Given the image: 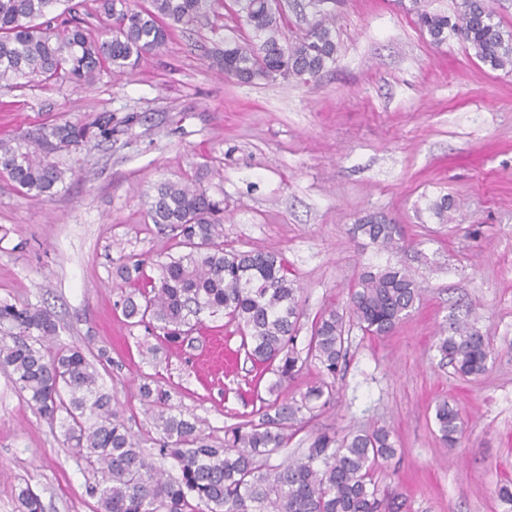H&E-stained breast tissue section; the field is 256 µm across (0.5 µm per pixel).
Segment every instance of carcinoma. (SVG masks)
Listing matches in <instances>:
<instances>
[{"label":"carcinoma","instance_id":"carcinoma-1","mask_svg":"<svg viewBox=\"0 0 512 512\" xmlns=\"http://www.w3.org/2000/svg\"><path fill=\"white\" fill-rule=\"evenodd\" d=\"M212 0H148L133 9L128 0H98V12L111 21L109 34L91 36L74 17L57 28L35 24L56 0H0V83L40 82L62 78L81 86L102 71L136 66L163 46L171 32L207 17ZM244 13L248 35L243 43L224 44L212 62L240 83L278 78L318 77L336 63L334 17L319 15L306 34L281 44L282 17L272 0H235ZM409 11L433 44L460 37L475 56L493 70L512 69V32L494 19L488 0H460L456 14L429 12L424 0H411ZM112 117L93 124L66 123L42 127L17 139L0 140V175L27 197L40 200L65 183L67 169L57 160L62 151L77 150L96 140H110ZM455 200L444 195L432 204L443 223ZM223 202L200 184L164 182L148 201V216L180 237L182 251L157 262V278L146 292L127 294L125 318L162 324L166 340L180 341L182 327L203 312L223 315L237 324L249 356L271 367L274 386L302 369L296 350L301 317L299 288L279 255L224 247ZM385 251L402 248L399 224L370 214L352 227ZM421 288L397 264L363 272L349 289V314L372 336H386L409 315ZM19 330L12 342L0 338V366L11 370L26 403L40 414L60 419L66 445L87 468L100 475L88 487L98 498L99 512H394L380 497L373 474L396 453L395 440L384 427L368 431L316 435L305 454L278 465L270 458L288 447V429L312 400L333 399L332 386L308 390L301 401L270 404L259 423L224 433V446L211 444L202 421L170 412V393L143 384L139 395L156 429L163 434L158 454L178 468L175 476L157 470L126 426L100 375L78 347L58 346L59 325L46 307L18 308L0 303V323ZM344 315L335 309L316 320L306 357L336 376L344 352ZM437 349L463 377H478L488 368L491 349L486 336L466 318L450 316L448 334ZM440 440L455 446L463 434L459 410L447 401L436 405ZM20 512H44L30 486L20 488Z\"/></svg>","mask_w":512,"mask_h":512}]
</instances>
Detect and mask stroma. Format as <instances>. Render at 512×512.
<instances>
[{"label": "stroma", "instance_id": "35a3bbf8", "mask_svg": "<svg viewBox=\"0 0 512 512\" xmlns=\"http://www.w3.org/2000/svg\"><path fill=\"white\" fill-rule=\"evenodd\" d=\"M336 16L338 61L318 80L240 84L208 57L242 41L233 0H215L206 25L176 29L122 72L76 87L56 80L0 85V138L64 122L112 118V139L62 155L72 175L35 201L0 177V301L39 303L61 344L81 347L145 452L159 432L138 388L159 382L175 411L199 417L215 445L259 421L268 404L301 399L327 375L308 360L270 393L273 373L247 357L234 323L201 315L180 345L128 324L118 268L145 276L177 252L147 216V192L193 179L224 203V244L281 254L300 288L298 349L329 309L345 310L367 270L402 264L425 289L390 335L356 322L333 405L304 412L281 458L322 432L384 427L396 453L376 470L401 512H506L512 485V72L491 70L456 37L435 45L399 0H325ZM457 209L440 223L442 196ZM370 213L402 226L390 253L353 236ZM470 311L493 348L488 372L460 377L436 341L451 311ZM448 401L465 422L457 447L434 418ZM94 473L64 442L59 422L29 407L0 368V512H18L30 485L45 512H96Z\"/></svg>", "mask_w": 512, "mask_h": 512}]
</instances>
